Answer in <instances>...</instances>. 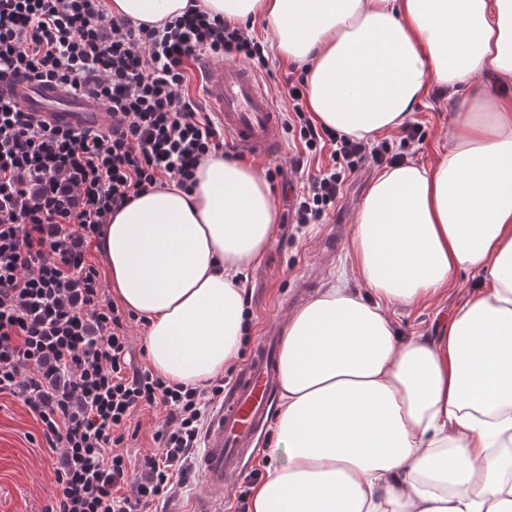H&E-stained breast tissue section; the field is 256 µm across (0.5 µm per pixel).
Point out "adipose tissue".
I'll return each instance as SVG.
<instances>
[{
	"label": "adipose tissue",
	"mask_w": 512,
	"mask_h": 512,
	"mask_svg": "<svg viewBox=\"0 0 512 512\" xmlns=\"http://www.w3.org/2000/svg\"><path fill=\"white\" fill-rule=\"evenodd\" d=\"M260 18L306 68L317 124L373 139L432 88L459 118L436 164L375 173L349 270L285 323L270 463L250 512H512V0H108L158 24L187 4ZM278 212L253 167L219 155L184 191H148L106 229L111 288L148 325L153 370L190 387L223 375L244 332L243 274ZM480 275L435 335L392 309Z\"/></svg>",
	"instance_id": "ef3b65f1"
}]
</instances>
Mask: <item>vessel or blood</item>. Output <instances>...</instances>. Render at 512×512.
Masks as SVG:
<instances>
[{
  "label": "vessel or blood",
  "instance_id": "b4317fda",
  "mask_svg": "<svg viewBox=\"0 0 512 512\" xmlns=\"http://www.w3.org/2000/svg\"><path fill=\"white\" fill-rule=\"evenodd\" d=\"M208 108L239 150L271 155L281 146L282 121L263 79L242 64L205 63ZM0 97L57 126L97 128L110 124L107 109L89 96L73 97L61 89L27 79L0 83ZM279 338L262 337L224 402L212 415L198 469L210 489L195 512H220L213 491L240 473L255 437L270 422L269 407L279 385Z\"/></svg>",
  "mask_w": 512,
  "mask_h": 512
}]
</instances>
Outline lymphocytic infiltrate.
Here are the masks:
<instances>
[{"mask_svg": "<svg viewBox=\"0 0 512 512\" xmlns=\"http://www.w3.org/2000/svg\"><path fill=\"white\" fill-rule=\"evenodd\" d=\"M267 67L248 27L188 7L157 27L112 16L106 0H0V81L18 76L97 99L111 126L61 128L0 99V396L20 397L41 425L57 493L44 512H149L175 497L194 469L193 450L224 381L201 387L136 366L132 311L111 299L99 262L106 227L148 190L193 185L211 154L236 147L186 86L202 57ZM284 86L286 123L303 147L293 167L330 150L311 176L297 223L327 215L349 173L390 165L421 141L368 145L307 116L304 76ZM165 408L157 452L130 461L138 412Z\"/></svg>", "mask_w": 512, "mask_h": 512, "instance_id": "f902f5d3", "label": "lymphocytic infiltrate"}]
</instances>
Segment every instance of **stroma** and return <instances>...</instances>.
<instances>
[{"label": "stroma", "instance_id": "35a3bbf8", "mask_svg": "<svg viewBox=\"0 0 512 512\" xmlns=\"http://www.w3.org/2000/svg\"><path fill=\"white\" fill-rule=\"evenodd\" d=\"M453 101L436 96L421 104L411 115L422 125L426 137L408 148L410 160L430 165L448 149ZM296 149L290 138H283L279 152L271 157L245 155L244 163L260 170L285 167L284 176L270 179L278 209L279 224L267 246L264 261L246 272V312L250 322L243 338V357H250L259 338L271 330H282L294 310L289 298L307 275H316L315 290L326 288L335 279L338 268L348 264L346 243H339L331 265L320 261L323 246L336 228L352 234L354 215L367 192L376 169L364 166L351 174L344 195L321 223L296 227L290 204L299 193L307 175L293 172L289 165ZM479 278L473 271L457 272L452 283L434 301L415 307H401L392 315L396 329L405 336L434 335L443 315L462 303ZM42 446L40 425L19 398L0 397V512H43L56 490L54 475Z\"/></svg>", "mask_w": 512, "mask_h": 512}]
</instances>
